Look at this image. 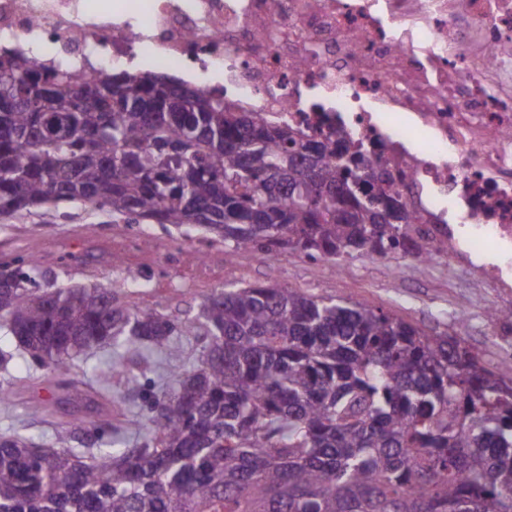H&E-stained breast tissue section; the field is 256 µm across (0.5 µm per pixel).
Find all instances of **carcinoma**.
<instances>
[{"instance_id":"cac0c4a2","label":"carcinoma","mask_w":512,"mask_h":512,"mask_svg":"<svg viewBox=\"0 0 512 512\" xmlns=\"http://www.w3.org/2000/svg\"><path fill=\"white\" fill-rule=\"evenodd\" d=\"M79 204L112 222L195 230L263 262L295 250L337 263L355 253L419 263L448 244L346 132L313 139L181 78L115 71L89 79L0 48V216ZM0 403L19 362L67 375L89 351L117 354L92 375L104 406L151 356L168 369L150 413L73 425L108 441L37 445L0 432V512H512V376L462 339L397 316L288 288L220 289L180 325L124 307L112 284L57 286L33 256H0Z\"/></svg>"}]
</instances>
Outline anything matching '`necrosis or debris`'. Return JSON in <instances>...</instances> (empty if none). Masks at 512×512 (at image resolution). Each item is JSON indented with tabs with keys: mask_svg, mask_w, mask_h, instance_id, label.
Here are the masks:
<instances>
[{
	"mask_svg": "<svg viewBox=\"0 0 512 512\" xmlns=\"http://www.w3.org/2000/svg\"><path fill=\"white\" fill-rule=\"evenodd\" d=\"M0 0V41L101 78L180 69L387 167L448 266L512 288V0Z\"/></svg>",
	"mask_w": 512,
	"mask_h": 512,
	"instance_id": "4bbe7bcc",
	"label": "necrosis or debris"
}]
</instances>
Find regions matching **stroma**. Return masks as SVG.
<instances>
[{
    "instance_id": "35a3bbf8",
    "label": "stroma",
    "mask_w": 512,
    "mask_h": 512,
    "mask_svg": "<svg viewBox=\"0 0 512 512\" xmlns=\"http://www.w3.org/2000/svg\"><path fill=\"white\" fill-rule=\"evenodd\" d=\"M45 249L55 258L43 262V272L64 285L89 288L129 275L149 279L147 292L123 293L120 301L129 307L150 304L178 323L214 290L275 286L360 303L430 335L460 333L491 367H512V315L488 313L501 302L500 289L473 287L464 274L449 273L441 257L419 264L401 255H356L338 266L291 251L262 262L247 249L226 255L222 243L200 233L184 239L156 224L127 231L107 213L81 206L66 218L52 210L0 218V254L37 256Z\"/></svg>"
}]
</instances>
